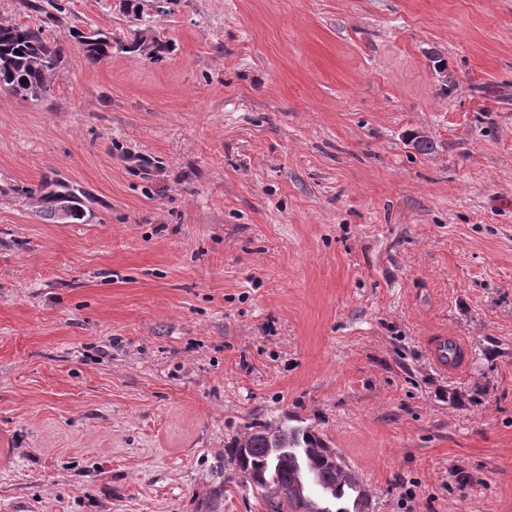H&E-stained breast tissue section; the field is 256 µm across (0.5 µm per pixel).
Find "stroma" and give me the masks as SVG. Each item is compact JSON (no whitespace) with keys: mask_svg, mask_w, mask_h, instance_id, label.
I'll use <instances>...</instances> for the list:
<instances>
[{"mask_svg":"<svg viewBox=\"0 0 512 512\" xmlns=\"http://www.w3.org/2000/svg\"><path fill=\"white\" fill-rule=\"evenodd\" d=\"M44 2L0 0L65 48L0 91V512H269L258 424L370 512H512V0ZM119 47L124 52L136 53L149 61L159 60L169 51L168 42L146 35L142 30H137L128 44L119 42ZM94 32L86 33L91 34ZM86 34L79 33L78 38L80 43L84 46L85 54L91 64L97 65L103 61L106 57L111 56L112 51V39L110 37L103 36L101 33H95L94 35L87 38ZM258 428L247 437L237 440L232 447V458L243 482L247 481V467L238 459L235 448H243V451L248 448L250 466L267 467L272 484L279 492L277 497L269 495L272 502L275 498H285L292 504L290 488L298 479H302L310 485L315 499L326 504L324 506L328 508L325 511H332L329 510L331 508L325 495L329 493L331 500H342L347 489L356 492L354 499H364L356 502L353 512H369L366 491L357 490L358 481L349 470L333 466L332 462L324 458L325 454L320 449L326 447L315 435H309L300 428L268 425H259ZM281 430L286 431L288 439L281 447L284 449L275 454L269 451L267 435L270 431Z\"/></svg>","mask_w":512,"mask_h":512,"instance_id":"stroma-1","label":"stroma"}]
</instances>
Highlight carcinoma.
<instances>
[{
	"label": "carcinoma",
	"instance_id": "carcinoma-1",
	"mask_svg": "<svg viewBox=\"0 0 512 512\" xmlns=\"http://www.w3.org/2000/svg\"><path fill=\"white\" fill-rule=\"evenodd\" d=\"M80 43L91 64L97 65L111 56L112 39L101 33L90 37L78 34ZM121 50L138 54L145 60L163 58L169 44L138 30L127 44H119ZM64 48L46 38L44 28L17 23H0V89L25 97H42L49 90L50 76L62 62ZM281 430L262 425L247 437L234 443L236 448L248 449V465L232 454L236 469L247 481V466H262L279 495L290 499L287 491L299 479L307 482L313 496L325 503V495L333 500L344 498L346 491L356 493V498L367 499L366 491L358 488L355 476L347 470L333 465L324 458V444L313 434L300 428L286 430L287 440L278 453L269 451L268 433Z\"/></svg>",
	"mask_w": 512,
	"mask_h": 512
}]
</instances>
